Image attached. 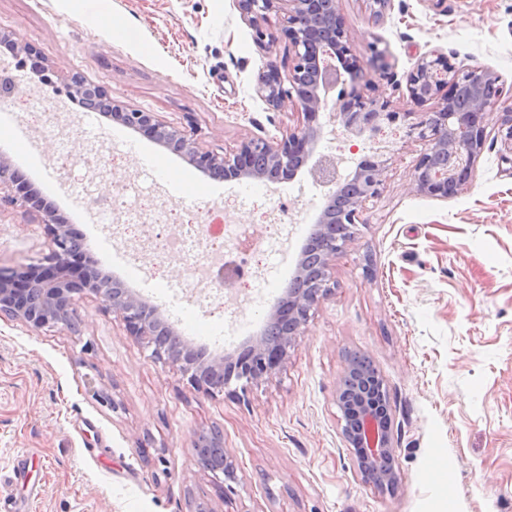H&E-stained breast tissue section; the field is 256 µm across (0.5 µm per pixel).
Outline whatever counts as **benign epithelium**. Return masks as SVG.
<instances>
[{
    "mask_svg": "<svg viewBox=\"0 0 512 512\" xmlns=\"http://www.w3.org/2000/svg\"><path fill=\"white\" fill-rule=\"evenodd\" d=\"M244 19L254 31V42L270 49L274 44L288 43V73L282 76V64L271 58L257 78V95L273 109L290 106L302 116V122L288 130L280 139L252 136L237 148L222 154L201 149L186 130L169 125L154 112L125 110L112 104V116L124 125L146 131L152 139L189 159L199 169L217 179L242 177L264 179L277 183L293 178L298 170L310 165L309 172L328 187L326 203L317 219L319 224H338L340 235H326L312 252L314 264L300 265L297 279L308 280L311 288L289 289L277 301L270 322L282 328L278 342L261 335L249 342L245 352L226 354L204 363L187 345L181 350L168 349L156 337L162 334L157 308L126 288L113 291L99 284L94 271L87 269L77 277L71 275L82 246L69 225L51 207L40 206L42 223L53 243L45 261L11 270L0 269V316H6L35 329H55L71 325L74 316V295L88 291L105 308L120 315L127 335L151 349L156 360L179 365L183 376L194 387L207 393L221 391L231 381L251 384L272 375L288 360L297 336L308 323L315 309L332 293L330 270L344 251L351 228L359 223L367 202L377 198L383 186L384 164L360 162L344 181L356 185L349 201L336 206L340 182L336 163L320 157L313 159L320 135L316 127L320 111L327 106L321 92L328 91L348 74L353 85L368 87L374 82L358 64H349L348 35L337 0H238ZM278 24L269 27L270 14ZM465 82L470 88L466 106L451 108L456 85ZM408 97L412 104L423 106L438 101L431 112L423 113L418 123V137L427 142L425 152L415 167L413 188L419 194L451 199L466 190L474 179V166L485 145L484 118L503 98L504 89L490 71L476 67L452 71L440 55L423 56L407 75ZM68 90L77 95L107 98L105 88L97 83L70 78ZM336 115L344 127L360 135L376 132L383 124L395 123L400 113L389 105L365 97L356 89L341 94ZM498 134L512 153V106L502 112ZM0 184L10 194L5 201L30 204L33 193H24L12 182L10 162L0 157ZM387 400L383 379L365 382L362 386H340L336 402L343 414L342 434L347 447L354 450L355 465L361 476L367 469H380L377 489L390 492L398 484L396 449L388 418L378 411V400Z\"/></svg>",
    "mask_w": 512,
    "mask_h": 512,
    "instance_id": "1",
    "label": "benign epithelium"
}]
</instances>
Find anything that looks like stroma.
Listing matches in <instances>:
<instances>
[{
  "label": "stroma",
  "mask_w": 512,
  "mask_h": 512,
  "mask_svg": "<svg viewBox=\"0 0 512 512\" xmlns=\"http://www.w3.org/2000/svg\"><path fill=\"white\" fill-rule=\"evenodd\" d=\"M352 53L369 65L385 51L387 76L373 98L403 118L384 126L381 196L370 201L331 271L336 288L315 310L287 364L248 387L213 395L194 389L178 366L152 358L120 316L90 293L74 297L73 327L33 330L0 317V496L19 512H512V163L497 136L499 109L484 118L487 140L472 184L441 200L413 188L427 144L406 76L431 51L458 70L482 67L512 87V0H393L374 19L362 0H339ZM127 29L92 18L83 0H0V32L33 45L62 83L73 74L103 85L115 103L157 113L194 134L203 149L236 148L250 136L295 125L292 108L271 109L255 93L268 57L238 0H107ZM16 80L0 117L13 130L0 154L58 207L103 273L154 304L186 339L211 354L236 350L260 332L294 275L299 251L325 203L308 171L290 180L209 178L112 118L90 127L69 97H54L0 50ZM339 88L320 112L316 152L340 157L364 140L336 120ZM55 125L85 138L123 143L110 172L62 166ZM189 174L176 184L163 168ZM96 193L136 189L150 208L213 207L214 221L243 236L266 234L273 200L302 212L286 252L258 255L262 284H240L214 300L187 287L174 252L143 248L135 228L113 231L73 184ZM51 251L39 213L0 204V267L42 262ZM367 356L388 393L399 484L382 493L354 467L335 402L348 353ZM105 390L114 407L99 403ZM216 428L238 464L231 496L195 464L197 438ZM455 464L451 481L429 464Z\"/></svg>",
  "instance_id": "35a3bbf8"
}]
</instances>
